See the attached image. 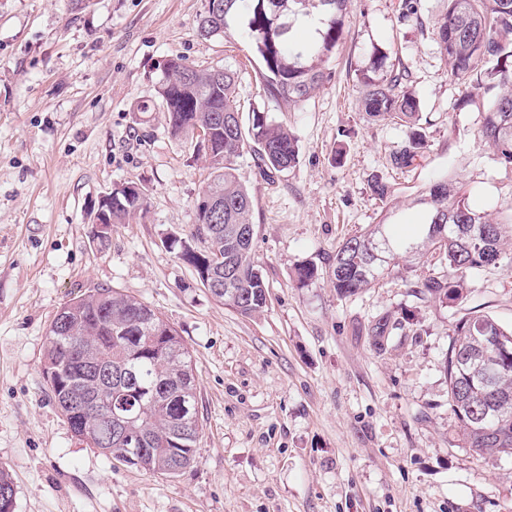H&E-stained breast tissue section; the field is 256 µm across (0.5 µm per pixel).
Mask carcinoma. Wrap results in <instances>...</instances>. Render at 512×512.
Wrapping results in <instances>:
<instances>
[{"label":"carcinoma","mask_w":512,"mask_h":512,"mask_svg":"<svg viewBox=\"0 0 512 512\" xmlns=\"http://www.w3.org/2000/svg\"><path fill=\"white\" fill-rule=\"evenodd\" d=\"M199 34L205 39L238 34L248 40L260 60L257 77L268 95L291 110L307 101L328 78L327 63L345 34L352 0H207ZM320 17L312 42L290 38L298 16ZM442 60L450 75L464 83L487 79L504 88L485 113L482 140L501 163L512 166V0H443L434 30ZM361 105L373 120H391L406 128V139L391 159L407 168L423 158L427 136L421 124V102L406 86L403 71L360 78ZM160 106L175 137L200 128L210 131L206 156L210 164L202 188L218 196L224 210L214 217L196 207L197 223L188 239L175 237L180 259L205 278L214 258L221 257L224 294L215 300L251 317L267 306V285L255 261L254 239L238 233L252 225L253 197L240 177L237 160L254 155L258 167L282 172L296 165L293 134L269 113L252 110L248 125L240 118L238 76L231 69L220 75L197 69L178 56L168 59L157 88ZM425 206V221L413 240L386 235L384 223L349 237L328 264V277L340 298L357 295L398 272L399 253H434L436 271L416 283L427 301L454 306L462 302L465 280L472 271L499 267L508 240L505 225L473 210L462 184L442 178L416 198ZM112 223L125 224L147 208L144 191L132 184L112 187ZM297 286L319 277L313 263L295 267ZM401 321L379 316L368 328L373 346L381 350ZM93 349L89 358L74 362L73 345ZM52 399L73 433L88 447L113 457L124 446L146 449L132 466L175 476L174 468L196 460L201 426L196 408L197 384L191 354L178 331L163 315L139 299L113 288H95L72 298L56 312L46 335L43 374ZM448 380V407L463 447L475 453L512 457V328L493 317L470 311L456 320L443 361ZM80 391L94 404L74 416L68 402ZM124 415L121 440L110 420L111 410Z\"/></svg>","instance_id":"obj_1"}]
</instances>
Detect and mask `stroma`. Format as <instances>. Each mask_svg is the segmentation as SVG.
I'll list each match as a JSON object with an SVG mask.
<instances>
[{
  "label": "stroma",
  "mask_w": 512,
  "mask_h": 512,
  "mask_svg": "<svg viewBox=\"0 0 512 512\" xmlns=\"http://www.w3.org/2000/svg\"><path fill=\"white\" fill-rule=\"evenodd\" d=\"M402 3L353 0L330 78L284 112L248 41L200 36L205 0H0V466L15 512H512V457L461 447L442 370L465 312L512 327V259L469 275L457 308L415 294L425 261L347 299L327 276L337 246L383 214L410 232L416 195L443 176L476 211L512 218V168L479 136L499 87L469 92L450 76L433 33L441 0H417L415 19ZM175 55L236 71L242 114L269 112L298 140L287 171L238 161L267 284L255 317L216 302L170 247L196 224L205 155L170 134L162 108L136 106L155 99ZM378 55L421 101L428 148L409 168L391 164L402 127L360 106ZM376 175L391 199L372 194ZM116 183L138 184L147 211L102 244L93 220ZM303 261L320 276L299 288ZM98 286L161 313L190 351L202 429L176 477L88 447L48 394L47 329ZM386 312L413 320L380 352L367 329Z\"/></svg>",
  "instance_id": "stroma-1"
}]
</instances>
